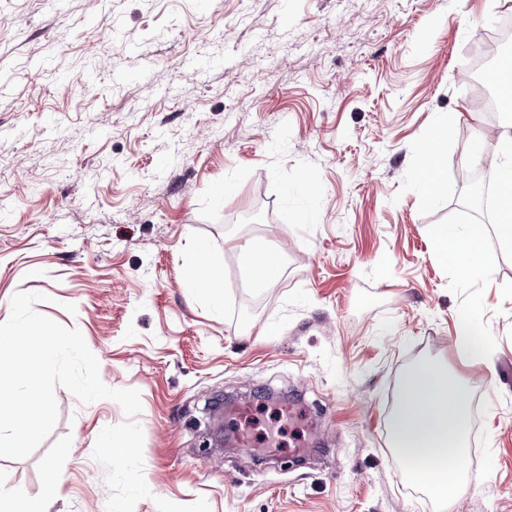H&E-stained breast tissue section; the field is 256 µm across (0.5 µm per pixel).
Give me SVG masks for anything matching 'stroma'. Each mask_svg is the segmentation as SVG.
<instances>
[{
	"mask_svg": "<svg viewBox=\"0 0 512 512\" xmlns=\"http://www.w3.org/2000/svg\"><path fill=\"white\" fill-rule=\"evenodd\" d=\"M512 0H0V317L16 292L77 328L102 381L140 392L143 475L156 498L211 512H512V247L469 199L473 151L512 125L461 79ZM440 139L441 190L417 180ZM485 227L488 274L443 264V229ZM230 236L281 260L264 289ZM207 244L223 273L191 286ZM471 316L486 352L456 327ZM274 334H266V327ZM458 373L469 419L451 506L408 481L390 401L414 362ZM58 420L0 487L65 482L52 512H106L101 430L115 401L57 388ZM268 445L209 446L207 405ZM306 439L311 460L288 454ZM194 256V288H199L205 294L218 297L223 290L221 289V273L217 266L210 261L208 247L204 244L198 245ZM200 273H204V276L201 277ZM457 343L461 350L474 359H482L484 356V344L476 328L471 322L463 323L457 334Z\"/></svg>",
	"mask_w": 512,
	"mask_h": 512,
	"instance_id": "1",
	"label": "stroma"
}]
</instances>
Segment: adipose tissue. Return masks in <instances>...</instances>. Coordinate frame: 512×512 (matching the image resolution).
<instances>
[{
    "instance_id": "1",
    "label": "adipose tissue",
    "mask_w": 512,
    "mask_h": 512,
    "mask_svg": "<svg viewBox=\"0 0 512 512\" xmlns=\"http://www.w3.org/2000/svg\"><path fill=\"white\" fill-rule=\"evenodd\" d=\"M499 202L496 233L512 245V139L503 143L497 165ZM484 231L473 225L465 231L448 230L434 240V252L445 265L466 274L486 271ZM400 401L390 417L392 447L413 464L414 478L443 504H451L463 489L464 445L470 401L458 377L432 361L415 363L399 385ZM454 459L442 465L446 451Z\"/></svg>"
}]
</instances>
